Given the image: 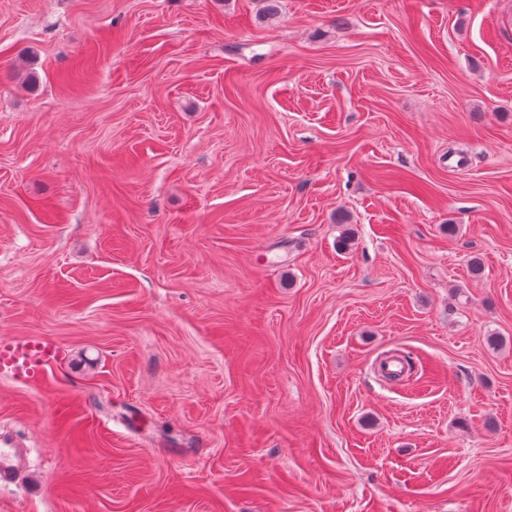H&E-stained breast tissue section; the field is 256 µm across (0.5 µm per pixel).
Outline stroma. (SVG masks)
I'll return each instance as SVG.
<instances>
[{
    "instance_id": "1",
    "label": "stroma",
    "mask_w": 512,
    "mask_h": 512,
    "mask_svg": "<svg viewBox=\"0 0 512 512\" xmlns=\"http://www.w3.org/2000/svg\"><path fill=\"white\" fill-rule=\"evenodd\" d=\"M260 7L0 0V512H512V0ZM67 349L53 338L0 341V377L32 390L43 387L48 368L63 362ZM0 482L4 483L11 479L16 467L17 453L12 448L15 446L5 438L0 437Z\"/></svg>"
}]
</instances>
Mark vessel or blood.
<instances>
[{"instance_id": "vessel-or-blood-1", "label": "vessel or blood", "mask_w": 512, "mask_h": 512, "mask_svg": "<svg viewBox=\"0 0 512 512\" xmlns=\"http://www.w3.org/2000/svg\"><path fill=\"white\" fill-rule=\"evenodd\" d=\"M67 349L52 338L0 341V377L38 390L45 383L48 369L63 362ZM17 453L12 443L0 437V482L11 479Z\"/></svg>"}]
</instances>
